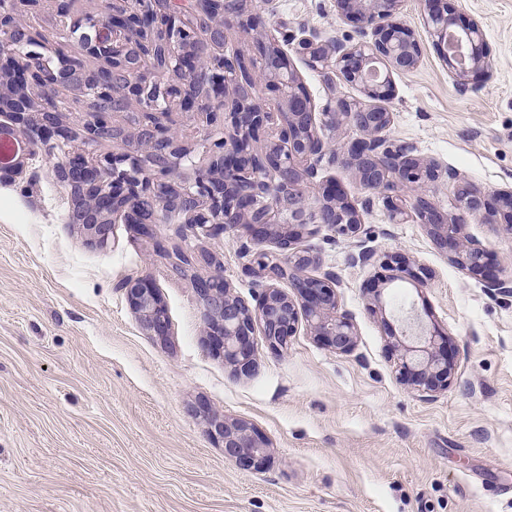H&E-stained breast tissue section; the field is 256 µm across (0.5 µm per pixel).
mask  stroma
I'll use <instances>...</instances> for the list:
<instances>
[{"label":"stroma","instance_id":"35a3bbf8","mask_svg":"<svg viewBox=\"0 0 512 512\" xmlns=\"http://www.w3.org/2000/svg\"><path fill=\"white\" fill-rule=\"evenodd\" d=\"M264 27H224V53L251 55L276 40L315 112L362 100L342 79L325 82L297 54L311 35L354 44L359 35L336 0H255ZM464 19L483 25L493 69L480 86L449 73L428 32L422 0H403L399 18L421 49L418 66L392 74L390 136L419 157L477 186L512 189V0H462ZM140 108L113 113L120 138L94 157L133 151ZM54 159L37 151L34 186L0 180V512H512V295H494L436 247L419 221L390 223L381 197L367 199L357 172L322 161L359 212L358 238L328 228L307 238L313 276L335 271L340 305L353 318L348 354L299 325L282 353L262 335L255 370L233 375L205 343L203 304L190 276L171 272L166 253L187 245L213 254L234 295L258 294L242 228L220 237L183 224L151 236L112 227L106 249L70 223L69 187ZM465 236L512 280V232L467 217ZM405 254L427 268L425 287L366 289L373 266H355L360 246ZM150 274L166 305V341L149 336L121 286ZM419 315L448 336L455 373L447 390L420 397L400 383L391 329ZM255 427L270 462L244 472L225 459L191 412L198 402Z\"/></svg>","mask_w":512,"mask_h":512}]
</instances>
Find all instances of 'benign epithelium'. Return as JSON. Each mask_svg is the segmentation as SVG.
<instances>
[{
  "mask_svg": "<svg viewBox=\"0 0 512 512\" xmlns=\"http://www.w3.org/2000/svg\"><path fill=\"white\" fill-rule=\"evenodd\" d=\"M40 2L0 0V95L9 88L20 89L27 108L9 116L13 126L25 131L28 145V150L0 163V179L22 176L37 150L51 154L59 144L73 142L57 175L80 192L82 204L73 207L70 219L96 246H108L112 225L119 222L151 235L152 225L167 212L162 201L169 191L175 210L185 215L190 227L212 236L243 228L258 247L251 272L261 292L253 304L233 295L222 267L208 256L178 247L172 263L181 275L186 272L183 257L213 267L210 275L195 279L193 288L204 304L208 346L234 375L254 371L252 336L258 330L276 354L287 348L302 320L339 354L356 345L352 317L339 309L338 277L331 271L306 274L316 255L298 245L319 225L343 237H354L361 229L357 210L339 196L334 182L321 185L316 197L309 194L308 184L318 174L316 162L325 157L356 166L362 188L383 197L392 222L418 218L452 262L481 278L490 292L512 294V281L500 277L492 254L461 236L466 216L478 212L489 223L512 231V191L491 195L450 172L458 209L450 222L430 198L440 179L438 167L421 162L412 147L389 138L392 113L381 102L391 93L390 74L413 70L421 54L413 31L397 19L402 0H336L340 14L358 25L364 37L354 45L336 41L324 47L307 37L299 40L298 51L324 78L329 80L336 72L371 100L368 105L341 100L328 104L319 122L278 43H263L264 50L243 65L224 56V22L264 25L261 14L250 8L251 0H224L220 18L206 8L208 0H193L196 8L187 16L158 9L157 0H144L147 18L167 20L172 32L160 59L134 60L136 30L125 26L126 15L113 8L118 0H107L100 13L56 22L60 34L77 40L84 56L103 61L94 69L83 65V56L65 50L64 43L50 44L24 20ZM424 2L430 36L456 80L463 84L471 74H489L492 63L482 25L476 20L460 24L457 0ZM378 63L386 65L385 72L376 68ZM169 72L179 80L159 82L157 76ZM60 86L76 91L88 106L91 119L77 131L60 120V113L67 111L64 102L53 98ZM267 91L277 97L275 112L266 107ZM132 101L147 102L136 138L150 149L148 156L125 152L91 162L88 148L107 135H117L111 113ZM174 110L224 113V135L207 140L205 165L196 166L193 150L163 122ZM340 124L356 128L360 136L339 146L321 132L323 126ZM262 134L267 135V145L258 152L253 142ZM147 165L148 177L142 175ZM185 165L196 167L194 180L172 182ZM267 168L278 169V181L263 177ZM371 261L381 269L378 280L384 283L414 280L423 285L430 278L426 269L414 267L399 253L378 255L363 249L352 256L354 264ZM284 282L286 290L281 287ZM122 288L142 327L166 340L169 318L151 276L130 277ZM439 335L437 330L409 324L404 339L392 346L401 380L425 397L448 389L454 371L446 351L436 346ZM193 412L204 418L206 432L221 444L224 457L240 469L256 471L269 462L267 441L248 422L214 415L203 402Z\"/></svg>",
  "mask_w": 512,
  "mask_h": 512,
  "instance_id": "1",
  "label": "benign epithelium"
}]
</instances>
